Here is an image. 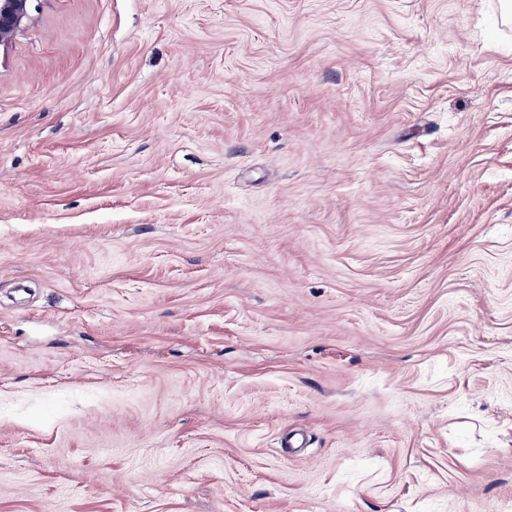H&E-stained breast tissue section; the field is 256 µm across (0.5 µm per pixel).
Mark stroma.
I'll return each instance as SVG.
<instances>
[{
  "instance_id": "stroma-1",
  "label": "stroma",
  "mask_w": 512,
  "mask_h": 512,
  "mask_svg": "<svg viewBox=\"0 0 512 512\" xmlns=\"http://www.w3.org/2000/svg\"><path fill=\"white\" fill-rule=\"evenodd\" d=\"M509 498L500 0H33L0 46V512Z\"/></svg>"
}]
</instances>
